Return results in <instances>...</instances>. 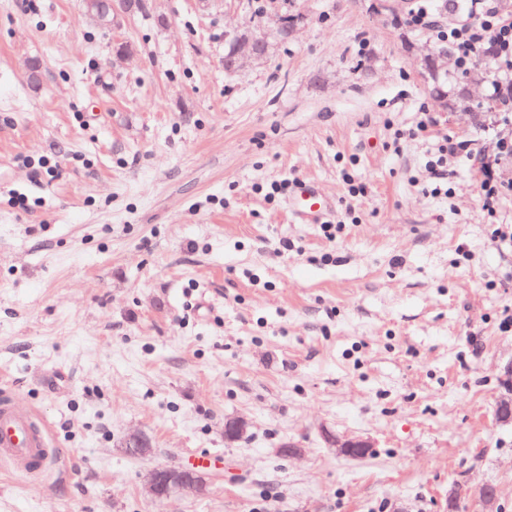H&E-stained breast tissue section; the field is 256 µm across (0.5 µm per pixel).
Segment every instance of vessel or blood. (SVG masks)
I'll return each mask as SVG.
<instances>
[{
    "label": "vessel or blood",
    "mask_w": 512,
    "mask_h": 512,
    "mask_svg": "<svg viewBox=\"0 0 512 512\" xmlns=\"http://www.w3.org/2000/svg\"><path fill=\"white\" fill-rule=\"evenodd\" d=\"M292 197L298 205L297 215L304 223L319 221L324 204L314 185L296 182ZM0 458L24 468L35 461L50 465L54 454L47 444L44 426L8 405H0Z\"/></svg>",
    "instance_id": "vessel-or-blood-1"
}]
</instances>
